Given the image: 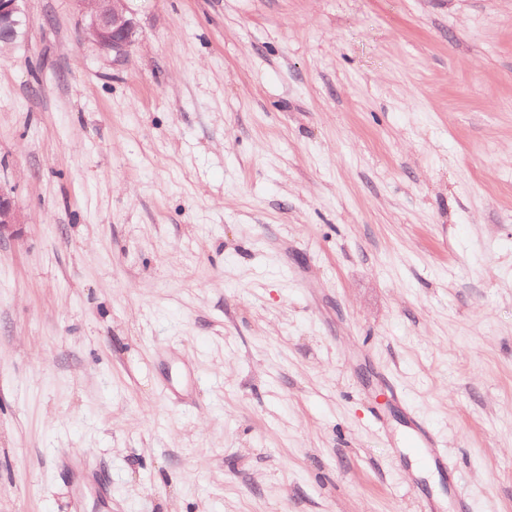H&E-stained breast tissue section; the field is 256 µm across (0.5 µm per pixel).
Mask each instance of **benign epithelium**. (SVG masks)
I'll use <instances>...</instances> for the list:
<instances>
[{
	"label": "benign epithelium",
	"instance_id": "benign-epithelium-1",
	"mask_svg": "<svg viewBox=\"0 0 512 512\" xmlns=\"http://www.w3.org/2000/svg\"><path fill=\"white\" fill-rule=\"evenodd\" d=\"M20 0H0V29L21 23ZM88 16L86 30L99 53L119 61L134 43L136 22L128 0H79ZM20 217L13 199L0 188V241L16 235Z\"/></svg>",
	"mask_w": 512,
	"mask_h": 512
}]
</instances>
